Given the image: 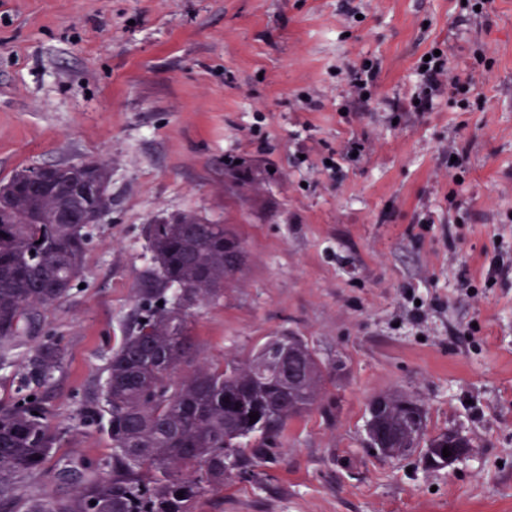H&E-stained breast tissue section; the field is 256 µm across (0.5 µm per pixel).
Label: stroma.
Listing matches in <instances>:
<instances>
[{"instance_id": "obj_1", "label": "stroma", "mask_w": 512, "mask_h": 512, "mask_svg": "<svg viewBox=\"0 0 512 512\" xmlns=\"http://www.w3.org/2000/svg\"><path fill=\"white\" fill-rule=\"evenodd\" d=\"M436 42L459 73L490 61L482 108L443 99L392 124ZM365 57L380 61L377 96L353 102L335 71ZM351 139L370 152L323 171L322 151ZM453 143L467 149L459 184ZM89 160L111 172L112 212L82 284L0 366L7 402L30 348L63 355L41 391L61 430L52 477L20 495L72 498L85 462L111 458L77 410L136 305L147 224L191 210L246 253L223 298L191 311L198 359L292 335L329 370L316 406L198 512H512V270L487 275L512 267V0L486 18L461 0H0V184ZM392 390L465 452L445 467L372 452L369 405Z\"/></svg>"}]
</instances>
